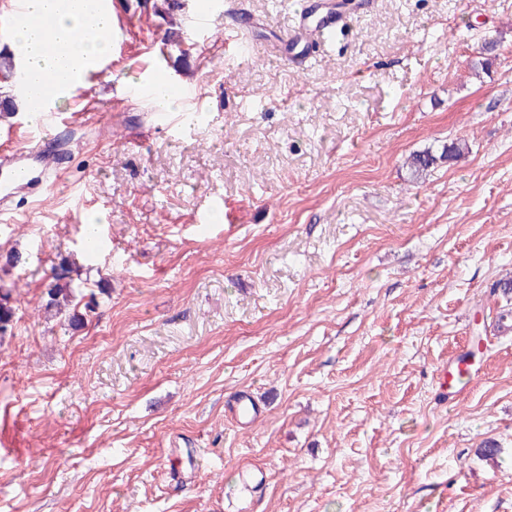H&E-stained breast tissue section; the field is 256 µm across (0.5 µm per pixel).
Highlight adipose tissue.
I'll return each mask as SVG.
<instances>
[{
	"label": "adipose tissue",
	"mask_w": 512,
	"mask_h": 512,
	"mask_svg": "<svg viewBox=\"0 0 512 512\" xmlns=\"http://www.w3.org/2000/svg\"><path fill=\"white\" fill-rule=\"evenodd\" d=\"M25 7L42 23L12 26L10 49L17 62L27 74L59 72L64 77L48 98H26V110L36 120L110 55L106 32L112 27V9L110 0H25Z\"/></svg>",
	"instance_id": "ef3b65f1"
}]
</instances>
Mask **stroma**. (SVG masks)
I'll return each mask as SVG.
<instances>
[{
    "mask_svg": "<svg viewBox=\"0 0 512 512\" xmlns=\"http://www.w3.org/2000/svg\"><path fill=\"white\" fill-rule=\"evenodd\" d=\"M198 5L111 0L59 178L0 215V512H512V0H366L304 65L263 48L299 0H231L237 52L219 12L196 48ZM157 67L198 98L156 116L128 87ZM65 260L75 330L43 309Z\"/></svg>",
    "mask_w": 512,
    "mask_h": 512,
    "instance_id": "obj_1",
    "label": "stroma"
}]
</instances>
